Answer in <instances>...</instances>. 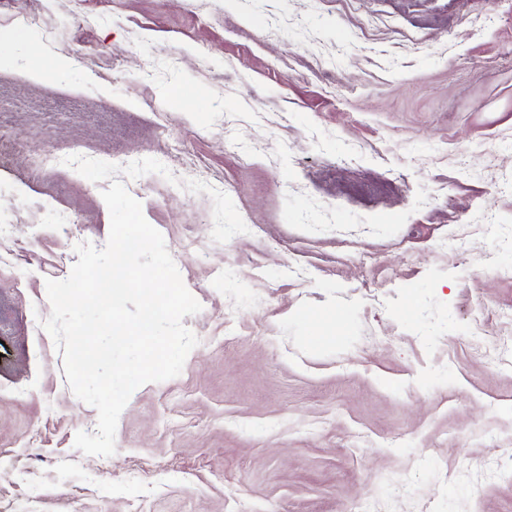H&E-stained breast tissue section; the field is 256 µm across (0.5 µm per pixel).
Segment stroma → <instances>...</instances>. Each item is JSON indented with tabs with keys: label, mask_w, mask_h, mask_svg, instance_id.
Masks as SVG:
<instances>
[{
	"label": "stroma",
	"mask_w": 512,
	"mask_h": 512,
	"mask_svg": "<svg viewBox=\"0 0 512 512\" xmlns=\"http://www.w3.org/2000/svg\"><path fill=\"white\" fill-rule=\"evenodd\" d=\"M0 127V512H512V0H0ZM70 155L174 174L125 186L201 305L109 457L41 326L109 236Z\"/></svg>",
	"instance_id": "35a3bbf8"
}]
</instances>
